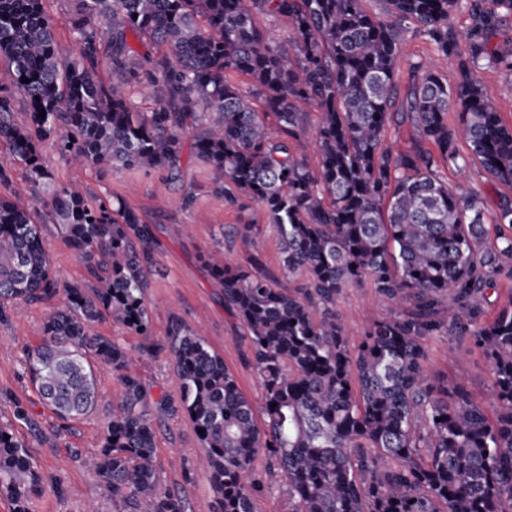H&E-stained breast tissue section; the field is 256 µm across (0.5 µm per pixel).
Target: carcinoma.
<instances>
[{
	"mask_svg": "<svg viewBox=\"0 0 512 512\" xmlns=\"http://www.w3.org/2000/svg\"><path fill=\"white\" fill-rule=\"evenodd\" d=\"M70 2L75 56L61 49L45 0H0V61L30 107L18 119L11 92L0 88V142L8 145L0 185L21 165L44 207L0 195V320L63 295L62 305L45 308L42 342L25 359L32 385L63 421L97 407V368L120 376L101 448L86 462L116 512H185L155 465L156 425L177 408L203 449L184 478L198 469L208 476L216 512H257L259 454L294 512H512V292L492 316L484 307L488 290L512 281V200L489 216L442 176L471 159L512 186V126L480 76L488 67L512 72V53L488 49L512 0H466L474 67L453 89L419 67L401 104L416 140L397 153L384 138L401 45L419 37L455 54L448 18L459 0H386L384 15L363 0ZM260 15L288 22L289 49L264 34ZM131 35L144 51L129 46ZM103 44L112 46L110 85L98 71ZM231 73L247 76L250 90ZM132 82L153 88L150 107L129 102ZM299 102L317 109L314 128ZM452 104L456 128L448 127ZM189 129L214 190L233 205L260 206L282 245L286 287L260 260L253 224L237 227L240 261L206 259L224 307L246 330L258 402L176 313L166 342L142 350L168 351L180 380L176 408L151 399L121 345L91 333L105 320L147 333L153 230L122 200L57 182L42 152L48 143L78 165L174 176ZM49 223L93 284L53 274L43 244ZM365 281L391 306L352 349L336 302ZM449 333L485 354L494 417L431 379L426 342ZM40 486L26 446L0 426V494L12 512H33Z\"/></svg>",
	"mask_w": 512,
	"mask_h": 512,
	"instance_id": "obj_1",
	"label": "carcinoma"
}]
</instances>
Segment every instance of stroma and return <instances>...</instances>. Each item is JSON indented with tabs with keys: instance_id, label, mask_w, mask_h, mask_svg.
<instances>
[{
	"instance_id": "obj_1",
	"label": "stroma",
	"mask_w": 512,
	"mask_h": 512,
	"mask_svg": "<svg viewBox=\"0 0 512 512\" xmlns=\"http://www.w3.org/2000/svg\"><path fill=\"white\" fill-rule=\"evenodd\" d=\"M469 53L443 56L435 45L421 39L403 42L395 70L398 90H406L416 66L430 65L449 85H456ZM482 84L502 120L512 125V72L488 68L482 70ZM44 159L60 183L82 184L100 198H120L134 208L144 223L150 224L157 238L153 272L147 290L156 301L151 311L147 334L140 335L109 321L94 326V334L118 341L128 351L130 369L137 373L153 396L177 398L179 380L168 353L142 356L143 347L163 342L170 313H177L224 359L242 391L260 400L262 388L254 368L243 358L248 350L244 328L224 307V296L211 278L202 259L203 252L223 253L225 259H240L234 238L237 224L250 221L259 233L256 246L266 267L281 272L280 244L266 224L263 211L253 203L239 208L225 203L214 192L212 172L183 148L181 178L166 185L161 175L115 171L111 167L84 168L63 160L53 148H45ZM450 190L476 195L486 213H494L502 200L512 199V188L495 181L478 162L445 172ZM192 194L190 206H183L184 194ZM44 246L49 252L54 275L63 282L87 283L89 276L75 250L47 227ZM387 305L370 284L347 288L336 303L350 347H357L367 330L385 313ZM43 305H21L0 321V426L8 428L25 444L42 478V494L35 501V512H115L110 492L88 473L84 461L98 453L102 427L111 409L113 395L121 389L112 372L100 371L99 403L88 416L63 424L43 404L31 384L26 364V349L42 340ZM428 367L434 380L463 388L486 412H493L494 399L489 366L483 354L468 343L438 336L428 343ZM23 404L27 419L14 416L16 404ZM156 466L168 487L184 498L187 512H214V499L203 473L185 481L183 473L195 463L201 444L192 423L184 414L163 417L156 427Z\"/></svg>"
}]
</instances>
